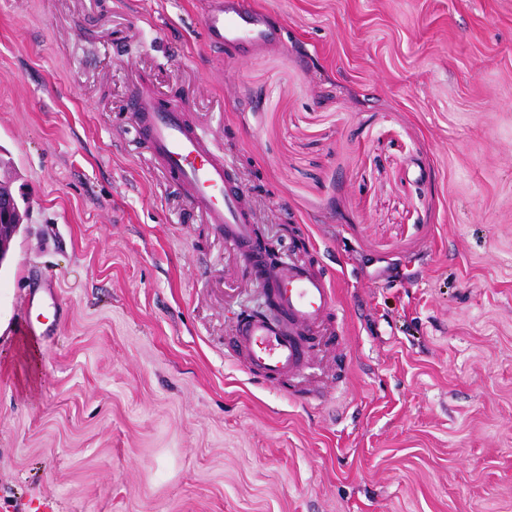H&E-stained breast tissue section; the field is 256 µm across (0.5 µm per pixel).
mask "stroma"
I'll list each match as a JSON object with an SVG mask.
<instances>
[{"label":"stroma","instance_id":"35a3bbf8","mask_svg":"<svg viewBox=\"0 0 512 512\" xmlns=\"http://www.w3.org/2000/svg\"><path fill=\"white\" fill-rule=\"evenodd\" d=\"M0 0V158L27 215L0 326V512H512V0ZM333 280L299 377L235 352L264 298L133 130L141 89ZM208 5L204 26L210 48L245 53L256 44L275 42L280 37V30L249 0H209Z\"/></svg>","mask_w":512,"mask_h":512}]
</instances>
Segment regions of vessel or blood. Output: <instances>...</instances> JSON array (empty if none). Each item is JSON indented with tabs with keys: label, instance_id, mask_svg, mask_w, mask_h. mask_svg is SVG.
I'll use <instances>...</instances> for the list:
<instances>
[{
	"label": "vessel or blood",
	"instance_id": "vessel-or-blood-1",
	"mask_svg": "<svg viewBox=\"0 0 512 512\" xmlns=\"http://www.w3.org/2000/svg\"><path fill=\"white\" fill-rule=\"evenodd\" d=\"M204 26L206 42L213 49L243 53L280 37L279 29L266 21L252 0H208ZM132 110L134 131L154 165L184 188L205 223L223 226L225 243L244 257L252 278L272 291L278 319L254 315L237 327L245 370L270 382L303 372L308 364L304 342L323 326L335 303L329 276L305 262L267 263L233 166L189 126L183 113L167 108L153 95L135 97Z\"/></svg>",
	"mask_w": 512,
	"mask_h": 512
}]
</instances>
